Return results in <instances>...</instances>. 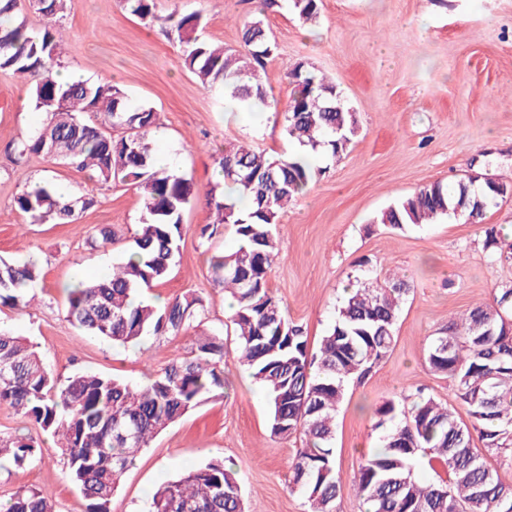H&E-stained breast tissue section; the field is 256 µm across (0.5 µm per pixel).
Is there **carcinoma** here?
Listing matches in <instances>:
<instances>
[{
    "label": "carcinoma",
    "instance_id": "carcinoma-1",
    "mask_svg": "<svg viewBox=\"0 0 512 512\" xmlns=\"http://www.w3.org/2000/svg\"><path fill=\"white\" fill-rule=\"evenodd\" d=\"M142 20L154 18V0H123ZM304 22L318 18L321 0H285ZM47 22L37 32L25 21L0 27V70L36 78L35 108L49 120L21 141L17 160L29 155L63 160L93 170L99 182H121L142 189L141 224L124 260L103 278L85 280L67 291V318L86 334L116 345H137L149 332L178 333L202 304L185 294L159 306L139 298L164 279L181 249L182 215L194 193L192 179L156 166L149 134L158 124L151 108L130 109L125 93L109 81L61 83L54 75L60 32L52 19L66 0H36ZM181 46L183 68L203 84L220 83L224 97L254 107L269 105L258 70L276 52L263 20L244 23V49H228L199 38L200 15H171ZM294 91L284 113L288 137L299 147L343 156L359 125L357 113L333 82L299 63L288 72ZM91 112L96 120L83 114ZM220 176L238 186L249 207L207 192L216 219L211 233L231 227L237 249L210 259L213 281L237 303L231 323L242 361L267 389L271 432L305 436L306 446L292 463L293 489L303 492L307 512H333L340 491L333 448L338 404L345 384L362 380L395 343V326L409 293L394 275L351 292L334 325L323 336L319 354L308 353L307 336L290 321L269 293L266 275L279 249L270 227L280 223L288 203L316 180L313 168L294 152L272 156L245 143L224 148ZM512 194V180L475 179L444 187L436 182L384 210L379 223L394 229L452 217L476 221ZM78 202L54 183L41 181L16 198L31 224L74 220ZM40 276L33 262L0 259V306L26 308L29 290ZM512 288L491 305H478L448 323L428 349L431 370L448 377L456 397L468 408L470 424L434 399L420 397L403 409L387 401L376 409L378 426L390 425L381 449L365 456L354 490L367 512H512L507 486L472 448L512 447ZM224 345L214 337L198 342L195 358L174 361L163 372L133 386L108 375L76 372L60 383L36 346L0 332V405L58 437L70 477L86 502L85 512H111L112 495L138 453L170 424L189 413L205 395L224 388ZM34 441L19 435L0 446V464L22 465L34 456ZM427 459L436 479H416L410 462ZM0 512H55L52 496L39 488H20L0 504ZM150 512H244L234 470L215 459L188 468L151 496Z\"/></svg>",
    "mask_w": 512,
    "mask_h": 512
}]
</instances>
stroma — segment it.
Here are the masks:
<instances>
[{"label":"stroma","instance_id":"35a3bbf8","mask_svg":"<svg viewBox=\"0 0 512 512\" xmlns=\"http://www.w3.org/2000/svg\"><path fill=\"white\" fill-rule=\"evenodd\" d=\"M67 4L58 67L112 81L131 108L158 112L156 155L170 157L172 169L193 178L180 253L150 292L168 299L190 292L202 306L180 333L147 334L137 348L84 335L71 324L67 287L78 275L111 268L129 251L141 222L140 194L121 183L101 185L90 171L60 160L31 155L16 161L14 146L47 115L34 108V78L0 71V258L34 260L41 272L30 307L0 306V327L38 344L61 381L89 371L138 384L171 362L195 357L200 337H219L223 392L204 397L141 451L111 510L148 512L151 490L220 457L237 473L245 512H306L303 496L290 488V464L305 438L272 434L268 394L238 360L225 310L230 297L210 277V257L232 252L237 240L229 229L208 238L200 228L210 221L205 192L228 143L275 156L292 152L283 119L293 90L287 70L299 62L315 67L357 111L359 130L340 161L324 160V173L274 227L279 256L267 280L289 319L304 328L313 355L347 289L394 272L410 285L392 351L366 379L347 383L336 413L335 512H365L353 481L364 453L383 445L376 409L422 395L468 422L447 377L428 365L429 342L449 320L512 287V198L486 211L479 224L457 218L397 230L377 221L389 205L428 184L512 172V0H322L318 19L306 25L287 7L264 11L257 0H155L151 20L130 15L122 0ZM175 11L200 13V36L233 49L242 46L243 24L262 16L277 43L261 73L268 119L243 122L225 110L221 89L201 85L182 67L168 20ZM49 178L87 199L73 223L31 224L17 209L26 185ZM491 225L504 243L495 254L484 247L483 229ZM104 226L113 232L108 244L98 237ZM22 434L40 449L23 466L0 468V498L23 486L44 488L57 512H83L85 501L52 436L0 407V440Z\"/></svg>","mask_w":512,"mask_h":512}]
</instances>
